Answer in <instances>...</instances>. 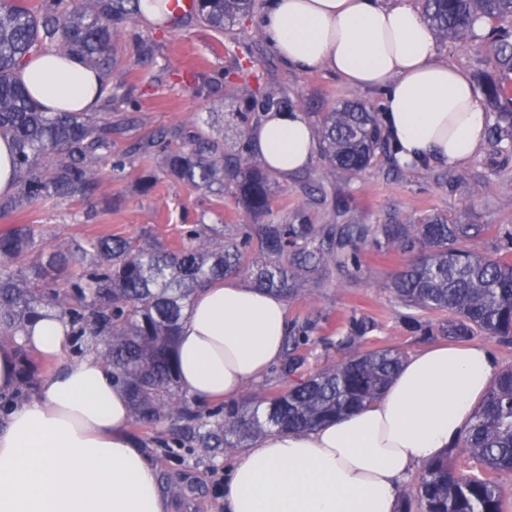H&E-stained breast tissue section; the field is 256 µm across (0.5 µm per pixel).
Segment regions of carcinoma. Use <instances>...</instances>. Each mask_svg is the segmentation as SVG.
I'll return each mask as SVG.
<instances>
[{"instance_id":"obj_1","label":"carcinoma","mask_w":512,"mask_h":512,"mask_svg":"<svg viewBox=\"0 0 512 512\" xmlns=\"http://www.w3.org/2000/svg\"><path fill=\"white\" fill-rule=\"evenodd\" d=\"M260 9L259 0H193L186 13L170 11L166 24L196 22L218 33ZM141 15L140 0H0V137L14 146L16 192L0 196V216L34 208L52 198L84 201L104 180L99 163L124 173L123 157L112 158V106H136L125 73L116 70L115 51ZM423 16L443 39L474 41L479 21L490 23L496 74L481 89L497 109L489 136L496 153L512 152V0H423ZM134 59L152 56L150 39L134 34ZM52 52L78 57L101 77L94 112H43L16 79L25 59ZM243 120L288 107L272 90L244 87ZM318 135L329 172H360L387 142L375 113L354 100L322 115ZM152 153L163 171L217 195L224 191L246 212L271 215L272 172L246 156L227 158L224 142L197 127L177 125L160 137H145L134 151ZM490 230L486 224H450L433 217L420 224H240L233 237L224 225L203 224L171 246L151 235H101L85 245L63 238L43 244L36 225H15L0 233V342H15L25 327L51 312L66 318L78 349L96 353L112 381L131 402L132 421L168 423L200 448H222L233 438L245 447L272 428L306 430L372 402L398 370L402 355L391 348L357 352L319 369L287 391L256 402L207 411L186 399L178 385L175 342L185 311L203 284L247 275L254 286L281 297L308 287L332 267H358L368 248L407 256L391 279L396 300L408 308L448 311L438 331L452 339L475 334L512 342V231L497 235L495 253L460 246ZM258 258L247 265L244 249ZM312 324L288 331L294 375L304 359L298 350ZM22 390L35 389L31 350L20 346ZM491 473H512V365L491 384L460 442ZM505 512L500 486L466 474L444 454L426 462L413 496L399 512Z\"/></svg>"}]
</instances>
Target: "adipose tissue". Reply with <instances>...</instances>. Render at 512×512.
Wrapping results in <instances>:
<instances>
[{"label": "adipose tissue", "mask_w": 512, "mask_h": 512, "mask_svg": "<svg viewBox=\"0 0 512 512\" xmlns=\"http://www.w3.org/2000/svg\"><path fill=\"white\" fill-rule=\"evenodd\" d=\"M272 50L300 71L320 66L355 88L385 91L381 124L405 160L469 161L489 122L469 75L437 61L435 35L409 0H267ZM48 112H88L98 73L47 53L18 72ZM251 149L283 176L319 144L299 112H271ZM288 334L276 294L227 278L193 298L176 339L179 388L229 399L278 363ZM52 358L69 344L55 315L19 336ZM498 371L481 343L412 354L382 395L307 431L266 432L226 471L224 512H395L412 467L457 446ZM129 400L96 354L44 377L0 416V512H169L154 465L131 437Z\"/></svg>", "instance_id": "1"}]
</instances>
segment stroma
Here are the masks:
<instances>
[{
  "label": "stroma",
  "instance_id": "obj_1",
  "mask_svg": "<svg viewBox=\"0 0 512 512\" xmlns=\"http://www.w3.org/2000/svg\"><path fill=\"white\" fill-rule=\"evenodd\" d=\"M134 29L152 37L154 55L135 63L119 52L118 63L132 70L131 83L137 108L122 109L131 127L112 136V153H127L142 135L179 124H199L210 136L223 139L224 152H240L249 128L237 115L243 103L244 82H259L288 98L293 110L310 123L349 99L363 102L373 112L383 110L379 89H355L341 77L320 67L300 72L288 66L260 39L258 20L243 19L230 32L220 34L195 24L167 30L138 19ZM437 58L464 70L473 84L494 72L489 48L470 47L452 40L437 41ZM251 57L250 72L234 74L236 57ZM211 81L208 95L196 96L193 75ZM158 169L157 158L133 156L123 174L105 184L101 193L84 202L49 199L37 208L0 217V232L16 224L36 225L44 241L61 235L83 241L103 234L122 237L150 232L172 242L195 224H220L226 234L251 218L231 195L219 196L159 174L154 191L142 192V172ZM324 155L293 176L277 179L273 188V218L291 224H397L426 216H440L453 224H490L492 233L468 241L469 249L492 252L495 229H512V157L493 153L490 143L467 163L440 161L396 169L390 154L377 152L371 166L353 175L336 171L327 176ZM405 262L395 253L365 252L359 269L330 271L286 301L288 323H312L309 342L302 346L306 359L297 378H305L323 365L352 355L353 351L394 348L402 355L442 344L443 336H426L409 329V316L438 324L439 314L413 313L394 298L389 282ZM365 320L372 328L346 346L352 321ZM295 377V378H296ZM131 434L157 468L170 512H224V496L216 485L238 453L236 445L198 448L178 439L167 425L131 424Z\"/></svg>",
  "mask_w": 512,
  "mask_h": 512
}]
</instances>
